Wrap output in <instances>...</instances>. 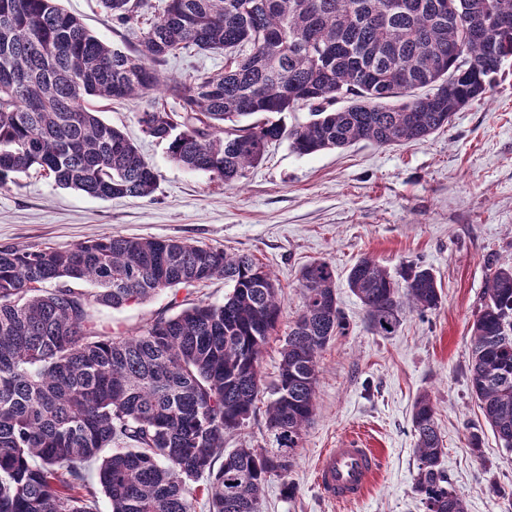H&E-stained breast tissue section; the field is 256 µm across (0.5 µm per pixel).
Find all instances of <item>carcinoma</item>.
<instances>
[{"label":"carcinoma","mask_w":512,"mask_h":512,"mask_svg":"<svg viewBox=\"0 0 512 512\" xmlns=\"http://www.w3.org/2000/svg\"><path fill=\"white\" fill-rule=\"evenodd\" d=\"M101 3L135 45L107 44L59 0H0V188L36 166L94 198L155 192L157 172L88 97L179 99L177 119L137 113L143 132L174 163L232 186L284 139L301 156L421 141L486 94L512 56V0H167L145 27L146 0ZM183 47L224 54V71L189 84L163 76ZM302 106L304 125H240ZM214 278L231 286L220 305L174 299L177 314L136 334L98 328V306ZM402 279L401 289L369 257L350 268L373 334L440 305L431 268L413 262ZM297 282L301 306L265 410L271 447L226 454L224 437L256 413L263 351L284 312L262 264L175 238L0 246V512H98L100 493L111 512H195L197 483L209 512H256L316 414L318 356L346 329L331 263H310ZM469 384L512 448V266L495 267L475 315ZM435 414L429 396L417 399L416 490L426 512H466L441 468Z\"/></svg>","instance_id":"1"}]
</instances>
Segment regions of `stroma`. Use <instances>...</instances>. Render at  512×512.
Wrapping results in <instances>:
<instances>
[{
    "mask_svg": "<svg viewBox=\"0 0 512 512\" xmlns=\"http://www.w3.org/2000/svg\"><path fill=\"white\" fill-rule=\"evenodd\" d=\"M105 42L124 47L128 33L104 15L99 0H61ZM224 57L192 48L163 66L181 81L222 70ZM104 121L124 132L158 174L147 198L100 200L59 188L33 167L0 188V246L66 248L101 236L179 238L249 254L277 279L285 313L262 358L266 381L278 374L279 350L301 303L300 268L324 259L336 268L339 306L347 329L322 352L316 415L287 479L271 478L257 512H425L416 491L418 460L412 414L430 396L444 445L441 466L467 512H512V449L485 422L469 384L470 327L482 302L491 264H512V65L481 99L425 140L382 147L360 141L312 155L288 141L268 146L239 184L173 163L164 144L146 135L137 112L181 109L157 91L127 101H95ZM369 256L392 277L413 261L431 267L442 303L406 313L397 333L367 331L360 300L346 275ZM229 286L214 280L164 290L119 310L98 308L102 331L132 334L171 302L222 303ZM482 433L481 456L467 437ZM355 435L381 455L362 500L341 507L325 497L313 469L326 448ZM505 495L490 492L491 484ZM293 485L285 494L284 485Z\"/></svg>",
    "mask_w": 512,
    "mask_h": 512,
    "instance_id": "stroma-1",
    "label": "stroma"
}]
</instances>
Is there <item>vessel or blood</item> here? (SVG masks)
I'll list each match as a JSON object with an SVG mask.
<instances>
[{
	"label": "vessel or blood",
	"instance_id": "obj_1",
	"mask_svg": "<svg viewBox=\"0 0 512 512\" xmlns=\"http://www.w3.org/2000/svg\"><path fill=\"white\" fill-rule=\"evenodd\" d=\"M375 449L356 438H344L326 449L315 466V481L330 499L345 503L364 497L371 476L379 468Z\"/></svg>",
	"mask_w": 512,
	"mask_h": 512
}]
</instances>
